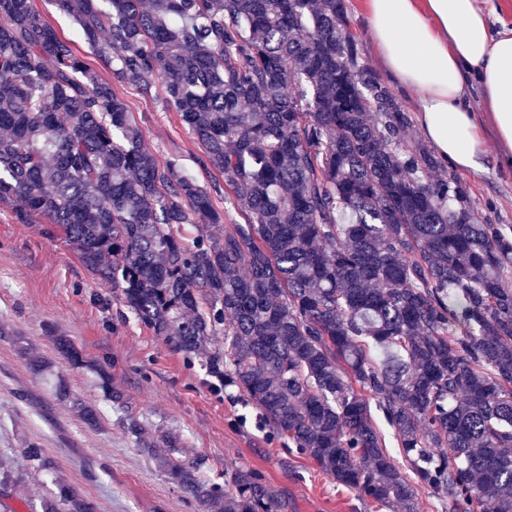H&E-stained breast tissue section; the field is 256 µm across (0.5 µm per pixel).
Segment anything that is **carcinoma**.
Instances as JSON below:
<instances>
[{
  "label": "carcinoma",
  "mask_w": 512,
  "mask_h": 512,
  "mask_svg": "<svg viewBox=\"0 0 512 512\" xmlns=\"http://www.w3.org/2000/svg\"><path fill=\"white\" fill-rule=\"evenodd\" d=\"M58 3L116 79L161 86L224 185L159 164L33 0H0V204L60 229L140 322L204 355L359 496L418 512L373 399L448 512H512V227L475 223L466 186L434 179V153L406 143L410 117L362 63L346 0ZM220 192L245 223L223 227ZM50 340L87 365L70 337ZM19 351L54 376L30 344ZM73 409L99 424L93 406ZM150 452L208 512L285 509L252 470L205 476L174 434ZM21 455V469L0 461V512L33 473L58 489L41 512H96L40 443Z\"/></svg>",
  "instance_id": "carcinoma-1"
}]
</instances>
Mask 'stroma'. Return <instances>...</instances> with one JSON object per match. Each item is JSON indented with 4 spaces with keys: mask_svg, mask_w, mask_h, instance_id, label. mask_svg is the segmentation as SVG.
<instances>
[{
    "mask_svg": "<svg viewBox=\"0 0 512 512\" xmlns=\"http://www.w3.org/2000/svg\"><path fill=\"white\" fill-rule=\"evenodd\" d=\"M347 6L362 62L400 99L411 119L409 142L424 141L417 95L383 66L365 0H347ZM34 8L93 71L113 81L145 150L159 162L176 161L203 184L218 179L215 169L203 168L199 144L179 113L164 106L161 93L147 96L134 82H114L111 64L78 37L73 18L57 0H34ZM484 132L488 156L482 172L458 173L443 164L435 175L458 176L467 186L478 223L512 225V170L495 163L492 126ZM49 324L71 336L87 360L107 366L122 405L106 400L93 372L56 357L44 335ZM0 326V456L20 461L23 441H39L98 512H206L153 461L148 448L163 431L177 434L182 458L209 476L237 469L261 473L285 500L286 512H390L337 483L308 455L285 447L236 389L209 375L201 356H186L138 321L62 235L18 223L7 207H0ZM17 332L53 360L74 396L96 406L99 427L84 425L71 403L28 369L17 353ZM129 415L138 421L139 435L126 431Z\"/></svg>",
    "mask_w": 512,
    "mask_h": 512,
    "instance_id": "stroma-1",
    "label": "stroma"
}]
</instances>
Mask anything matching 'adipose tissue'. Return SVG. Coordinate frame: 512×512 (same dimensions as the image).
<instances>
[{"label": "adipose tissue", "mask_w": 512, "mask_h": 512, "mask_svg": "<svg viewBox=\"0 0 512 512\" xmlns=\"http://www.w3.org/2000/svg\"><path fill=\"white\" fill-rule=\"evenodd\" d=\"M372 38L388 71L419 98L418 120L438 161L483 170L486 147L468 82L476 80L512 168V29L493 30L480 0H367Z\"/></svg>", "instance_id": "adipose-tissue-1"}]
</instances>
